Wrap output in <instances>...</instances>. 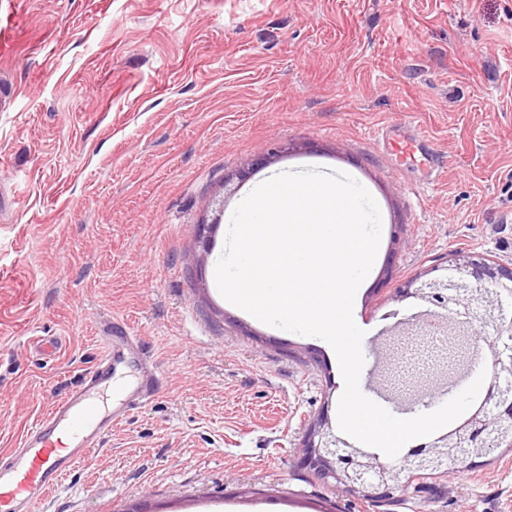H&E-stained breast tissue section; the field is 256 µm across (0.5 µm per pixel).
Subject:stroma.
Returning a JSON list of instances; mask_svg holds the SVG:
<instances>
[{"mask_svg":"<svg viewBox=\"0 0 512 512\" xmlns=\"http://www.w3.org/2000/svg\"><path fill=\"white\" fill-rule=\"evenodd\" d=\"M11 13L0 451L83 382L112 323L160 372L37 512H512L504 447L381 504L300 467L309 421L338 419L336 354L215 281L255 187L287 170L352 176L382 217L353 306L371 329L360 389L396 412L383 376L426 319L397 288L446 276L458 252L512 267V0H0ZM417 134L439 180L391 145ZM447 383L413 378V415L442 406Z\"/></svg>","mask_w":512,"mask_h":512,"instance_id":"1","label":"stroma"}]
</instances>
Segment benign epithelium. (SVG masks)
<instances>
[{
  "label": "benign epithelium",
  "instance_id": "7a95c632",
  "mask_svg": "<svg viewBox=\"0 0 512 512\" xmlns=\"http://www.w3.org/2000/svg\"><path fill=\"white\" fill-rule=\"evenodd\" d=\"M461 276L435 278L398 290L434 307L436 319L455 329L478 324L469 337V366L487 360L490 372L479 406L449 433L418 444L395 461L360 448L333 432L328 418L310 422L302 442V467L332 480L342 491L383 502L403 490L410 477L426 478L452 469L466 470L476 458L501 446L512 447V268L481 255H460ZM458 343L438 347L427 343L414 350V367L432 372L452 363Z\"/></svg>",
  "mask_w": 512,
  "mask_h": 512
}]
</instances>
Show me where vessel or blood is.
<instances>
[{
  "mask_svg": "<svg viewBox=\"0 0 512 512\" xmlns=\"http://www.w3.org/2000/svg\"><path fill=\"white\" fill-rule=\"evenodd\" d=\"M132 332L103 337V353L86 374L84 386L70 393L21 437L17 447L0 453V512H35L76 465L99 446L103 434L154 396L159 375L144 367L127 387L119 407L100 404L103 385L120 380L118 346L134 347Z\"/></svg>",
  "mask_w": 512,
  "mask_h": 512,
  "instance_id": "1",
  "label": "vessel or blood"
}]
</instances>
